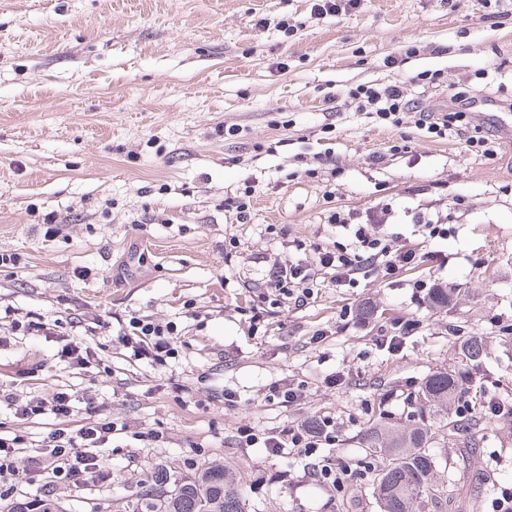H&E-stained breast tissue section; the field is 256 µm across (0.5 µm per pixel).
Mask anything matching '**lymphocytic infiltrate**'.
<instances>
[{
    "mask_svg": "<svg viewBox=\"0 0 512 512\" xmlns=\"http://www.w3.org/2000/svg\"><path fill=\"white\" fill-rule=\"evenodd\" d=\"M360 109L376 114L382 120L399 122L400 115L409 111L410 102L399 86L377 90L360 85L352 91ZM340 226H352L353 245L335 252L318 253L316 262L332 274L339 285L349 284L359 270L371 269L385 273L414 263L416 255L410 251L393 248L390 240L379 232L378 223L350 225L348 219H340ZM265 284L273 288L279 297L294 302H305L314 293L315 282L309 269L289 259L274 261L266 274ZM124 347L131 349L134 358H145L161 365L174 358L178 350L174 338V327L153 320L137 317L129 321V329L122 337ZM14 408L21 419H29L46 413L58 417L73 414L77 396L75 391L63 389L53 392L51 397L32 396L19 400L10 391L0 392V403ZM111 423L93 421L72 431H59L47 441L38 455L29 457L26 470L31 484L39 485L44 494H51L54 482L69 479L83 483L101 480L97 452L112 441ZM336 424L327 416L305 422L293 428H286L264 437L253 433L252 429H242L246 444H263L274 455L290 452L310 457L319 448L332 444L335 439Z\"/></svg>",
    "mask_w": 512,
    "mask_h": 512,
    "instance_id": "1",
    "label": "lymphocytic infiltrate"
}]
</instances>
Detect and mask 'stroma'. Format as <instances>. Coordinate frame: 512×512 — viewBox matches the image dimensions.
I'll use <instances>...</instances> for the list:
<instances>
[{
    "label": "stroma",
    "mask_w": 512,
    "mask_h": 512,
    "mask_svg": "<svg viewBox=\"0 0 512 512\" xmlns=\"http://www.w3.org/2000/svg\"><path fill=\"white\" fill-rule=\"evenodd\" d=\"M314 2L0 0V254L19 259L0 263V387L22 377L24 395L92 402L30 421L2 404L0 435L25 436L23 467L56 429H120L98 452L108 480L58 482L60 512H148L146 489L175 494L214 465L245 512H380L370 475L339 491L313 467L380 469L366 425L409 424L423 380L465 369L472 336L487 348L464 387L474 412L462 433H435L440 496L423 512H494L512 492V423L485 411L512 404V0H357L322 15ZM360 84L401 85L416 109L395 124L359 112ZM464 106L491 153L419 119ZM247 185L240 224L225 201ZM336 213L377 215L416 262L333 285L312 261L351 245ZM278 258L311 264L304 305H261ZM435 286L463 297L433 308ZM28 314L64 331L81 320L95 359L75 369L51 338L15 337ZM134 316L176 325L175 359L120 346ZM407 320L414 335L377 345ZM277 380L301 385L300 404L266 400ZM323 415L336 443L309 458L239 439ZM145 428L163 441L142 447Z\"/></svg>",
    "instance_id": "35a3bbf8"
}]
</instances>
